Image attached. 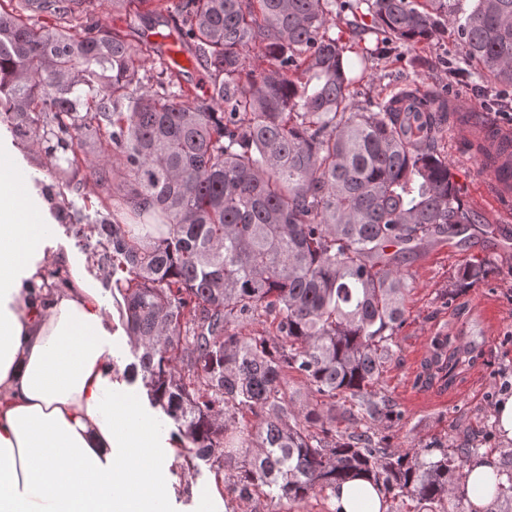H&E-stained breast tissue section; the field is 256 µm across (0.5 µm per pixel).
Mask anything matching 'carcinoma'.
I'll return each instance as SVG.
<instances>
[{"instance_id": "carcinoma-1", "label": "carcinoma", "mask_w": 512, "mask_h": 512, "mask_svg": "<svg viewBox=\"0 0 512 512\" xmlns=\"http://www.w3.org/2000/svg\"><path fill=\"white\" fill-rule=\"evenodd\" d=\"M91 0H0V125L39 140L62 189L91 179L133 224L96 225L111 252L112 293L139 351L128 367L172 420L184 449L238 499L299 504L359 474L388 512L412 497L448 512L476 449L395 452L379 433L401 420L376 388L405 321L399 255L482 224L438 150L445 115L350 102L336 9L371 17L389 42L452 34L500 87H512V0H177L170 38L204 70L206 92L169 65L158 89L140 71L151 49L94 19ZM49 15L52 26L34 17ZM264 65L250 64V55ZM489 266L459 270L463 290ZM270 323L244 334L241 325ZM433 338L428 379L471 361ZM303 376L332 409H300L284 390ZM258 419L242 423L246 414ZM496 499L512 512V449Z\"/></svg>"}]
</instances>
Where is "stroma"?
I'll return each instance as SVG.
<instances>
[{
    "label": "stroma",
    "instance_id": "stroma-1",
    "mask_svg": "<svg viewBox=\"0 0 512 512\" xmlns=\"http://www.w3.org/2000/svg\"><path fill=\"white\" fill-rule=\"evenodd\" d=\"M335 33L346 45L349 58L366 61L363 79L349 87L351 99L359 107L393 95L397 86H420L448 90L474 102L480 112L512 121V88L496 89L492 79L476 75L467 83L449 82V67L472 66L462 42L455 37L414 46L401 43L379 53L375 35L362 31L348 12L337 18ZM439 145L464 199L494 230L488 234L471 230L442 240L406 261L410 290L405 299V322L395 353L378 382L379 389L401 411L402 419L384 430V443L395 451L412 452L432 442L451 447L466 442L478 448L480 457L496 458L505 443L493 427L494 409L501 397L512 395V220H502L481 194L486 170L477 148H462L448 126L442 129ZM52 201L54 209L82 215L83 227L90 230L88 238L75 237L61 222L52 232L81 270L100 285L104 304L114 310L112 271L98 266V237L91 231L104 214L98 187L87 184L76 192L53 194ZM476 258L489 264L488 278L449 296L458 269ZM460 329L467 342L480 350V358L458 373L451 385L422 381L432 338ZM112 346L118 368L135 362V348L115 310ZM232 484V476L216 478L206 462L189 460L181 450L169 457L161 475L143 472L141 479L131 484L130 495L139 497L150 485L160 512H224V500L233 494Z\"/></svg>",
    "mask_w": 512,
    "mask_h": 512
}]
</instances>
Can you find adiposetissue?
<instances>
[{
  "label": "adipose tissue",
  "instance_id": "adipose-tissue-1",
  "mask_svg": "<svg viewBox=\"0 0 512 512\" xmlns=\"http://www.w3.org/2000/svg\"><path fill=\"white\" fill-rule=\"evenodd\" d=\"M25 145L0 137V512H152L151 494L130 501L132 472L153 432L127 395L108 340L112 311L71 253L48 257V198L32 182ZM66 282L46 287V270ZM495 461L474 460L466 490L486 512ZM328 495L333 512H386L372 482L354 478Z\"/></svg>",
  "mask_w": 512,
  "mask_h": 512
}]
</instances>
